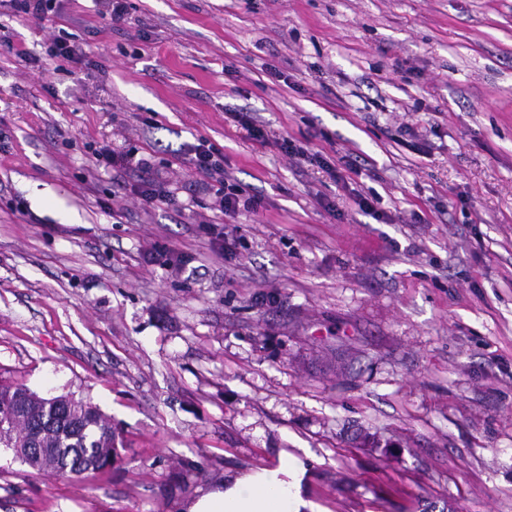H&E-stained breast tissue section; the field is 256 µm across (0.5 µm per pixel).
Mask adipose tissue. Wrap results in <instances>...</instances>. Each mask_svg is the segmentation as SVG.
Returning <instances> with one entry per match:
<instances>
[{
	"instance_id": "obj_1",
	"label": "adipose tissue",
	"mask_w": 512,
	"mask_h": 512,
	"mask_svg": "<svg viewBox=\"0 0 512 512\" xmlns=\"http://www.w3.org/2000/svg\"><path fill=\"white\" fill-rule=\"evenodd\" d=\"M287 463L262 469L201 492L184 512H301L304 501L286 480Z\"/></svg>"
}]
</instances>
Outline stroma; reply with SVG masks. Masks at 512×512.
I'll list each match as a JSON object with an SVG mask.
<instances>
[{
    "instance_id": "stroma-1",
    "label": "stroma",
    "mask_w": 512,
    "mask_h": 512,
    "mask_svg": "<svg viewBox=\"0 0 512 512\" xmlns=\"http://www.w3.org/2000/svg\"><path fill=\"white\" fill-rule=\"evenodd\" d=\"M131 3L0 10V380L122 442L79 479L0 448V512H181L285 456L307 512H512V0ZM63 36L87 63L27 64ZM201 137L257 212L219 223ZM228 117L236 127L246 132V136L259 145H273L286 156L303 161L310 166H317L328 171L330 176H336V169L331 166L319 153H311L302 143L294 139L281 137L270 128L258 124L251 112L235 110L227 113ZM190 152L193 154L191 161L197 172L211 178L224 175V155L210 141L198 139L197 144L191 146ZM93 154L97 161H103L104 167H110L113 172L115 171V176L112 177L113 182L119 187L124 188V183L119 177H121L123 170L133 165L135 156L131 153L116 152L114 149L109 148V146H102L98 150L95 149ZM131 190L140 198L142 204L147 207H151L157 202L172 203L175 201L173 198H170V195L165 194L154 177L142 179V181L133 186Z\"/></svg>"
}]
</instances>
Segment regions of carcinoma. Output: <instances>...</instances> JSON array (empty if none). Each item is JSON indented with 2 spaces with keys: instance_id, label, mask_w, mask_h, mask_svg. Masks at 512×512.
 Masks as SVG:
<instances>
[{
  "instance_id": "carcinoma-1",
  "label": "carcinoma",
  "mask_w": 512,
  "mask_h": 512,
  "mask_svg": "<svg viewBox=\"0 0 512 512\" xmlns=\"http://www.w3.org/2000/svg\"><path fill=\"white\" fill-rule=\"evenodd\" d=\"M47 456L30 461L36 472L84 474L112 467L118 456L112 423L93 403L69 396L43 397L21 384L0 381V447L18 454L33 447Z\"/></svg>"
}]
</instances>
